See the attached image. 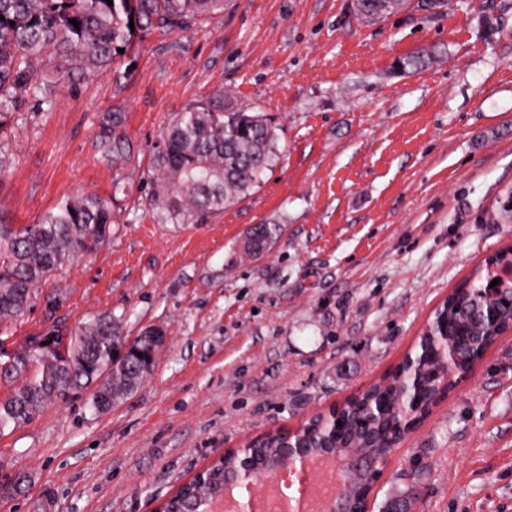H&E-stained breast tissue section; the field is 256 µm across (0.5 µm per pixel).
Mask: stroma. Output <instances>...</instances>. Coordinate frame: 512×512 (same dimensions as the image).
Segmentation results:
<instances>
[{
  "instance_id": "obj_1",
  "label": "stroma",
  "mask_w": 512,
  "mask_h": 512,
  "mask_svg": "<svg viewBox=\"0 0 512 512\" xmlns=\"http://www.w3.org/2000/svg\"><path fill=\"white\" fill-rule=\"evenodd\" d=\"M353 0H226L223 14L136 37L52 108L0 135V215L39 223L84 194L112 240L0 323V348L110 312L163 327L153 375L99 412L85 394L0 436V512H153L224 449L298 426L392 371L434 307L512 243L487 215L512 187V0H450L365 21ZM429 53L416 68L398 60ZM223 91L276 126L259 186L199 225L165 222L147 167L176 113ZM130 154L103 162L105 115ZM279 224L257 260L237 256ZM412 512H512V336L499 339L395 449L388 494ZM277 224H259L249 232V237L239 246V257L251 259L271 249L280 235ZM417 493L415 487H406L403 490L388 494L377 508L378 512H391L396 507L410 511L411 505L416 501Z\"/></svg>"
}]
</instances>
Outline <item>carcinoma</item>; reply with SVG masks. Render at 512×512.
<instances>
[{
  "label": "carcinoma",
  "mask_w": 512,
  "mask_h": 512,
  "mask_svg": "<svg viewBox=\"0 0 512 512\" xmlns=\"http://www.w3.org/2000/svg\"><path fill=\"white\" fill-rule=\"evenodd\" d=\"M226 0H0V135L23 105L52 107V87H72L75 76L98 72L121 56L138 33L154 28L180 29L199 19L224 14ZM411 6L410 0H353V12L376 19ZM79 22L74 28L70 20ZM134 27H129V23ZM112 132L104 133L99 151L117 163L129 153L120 134L123 116H108ZM277 158V137L270 119L247 112L217 92L183 111L162 130L151 154L147 177L151 201L174 224H193L249 194ZM280 235L277 224H259L239 246V257L251 259L271 249ZM112 239V206L88 194L69 197L37 224H0V322L12 321L31 307L41 284ZM491 283V271L456 286L446 313L457 326L453 342L456 364L471 365L489 334L480 309L486 300L476 291ZM431 336L422 333L391 377L375 382L366 393L347 401L345 424L337 428L317 416L303 432L312 448L338 444L355 448L390 446L393 426L408 409L404 387L410 361ZM152 350L142 335H122L110 313L96 315L75 330L52 328L32 336L27 350L14 356L0 352V382L13 386L0 399V435L31 422L49 404L70 393L92 389L98 409H109L135 393L153 371L121 348ZM232 458L214 463L204 477L182 488L165 504L166 512H194L224 495V470ZM416 488L388 494L378 512L410 509Z\"/></svg>",
  "instance_id": "carcinoma-1"
}]
</instances>
